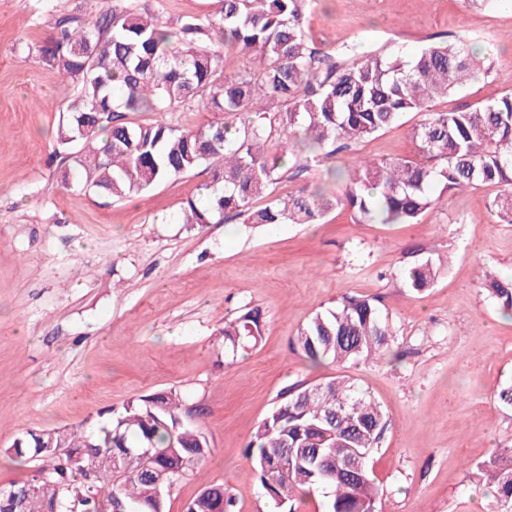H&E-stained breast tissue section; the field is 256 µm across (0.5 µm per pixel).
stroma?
<instances>
[{
  "instance_id": "35a3bbf8",
  "label": "stroma",
  "mask_w": 512,
  "mask_h": 512,
  "mask_svg": "<svg viewBox=\"0 0 512 512\" xmlns=\"http://www.w3.org/2000/svg\"><path fill=\"white\" fill-rule=\"evenodd\" d=\"M112 0H0V485L31 479L4 448L28 431L91 425L129 399L175 388L213 454L168 500L183 512L222 482L235 512H272L247 444L280 393L348 376L388 426L371 466L377 512H487L476 464L512 446V320L486 294L512 277V224L491 187L448 194L414 224H360L349 208L319 224L196 228L182 209L207 182L197 169L124 199L64 188L52 155L72 83L37 49L61 15L85 19ZM308 32L333 54L409 56L464 39L487 75L439 99L466 109L512 92V0H310ZM410 113L360 147L371 158H418ZM443 257L421 293L403 272ZM375 300L393 329L388 355L310 366L290 340L343 295ZM257 308L256 346L229 358L225 321Z\"/></svg>"
}]
</instances>
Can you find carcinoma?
<instances>
[{"label": "carcinoma", "instance_id": "obj_1", "mask_svg": "<svg viewBox=\"0 0 512 512\" xmlns=\"http://www.w3.org/2000/svg\"><path fill=\"white\" fill-rule=\"evenodd\" d=\"M309 0H215L212 13L171 26L148 6L115 3L90 21L57 18L39 59L76 83L54 153L83 173V186L113 197L139 194L199 167L210 171L182 223L200 228L226 218L255 226L317 224L348 207L361 223L414 224L451 192L493 186L499 218L512 224V92L470 109L438 111L437 99L487 73L480 53L461 42L433 43L409 57L367 54L341 59L311 41ZM247 60L224 71V50ZM198 102L224 114L198 129L164 120L135 124L130 112H173ZM424 113L412 137L426 161L357 156L333 176L336 192L303 188L254 208L258 197L306 166L288 167L302 144L320 163L357 151L369 137L405 114ZM432 259L407 272L420 293L439 275ZM502 314L512 318V279L484 283ZM263 317L252 309L224 324L229 354L262 338ZM393 331L373 299L345 295L315 313L292 340L314 366L345 364L386 353ZM178 391L128 400L94 428L65 429L67 448L89 450L84 472L54 456L49 431H30L5 449L13 459L49 458L53 480L72 486L61 503L78 512L91 498L112 497L125 512H168L172 483L189 479L211 453L199 429L183 421ZM388 426L380 405L344 378L297 382L280 395L249 443L268 498L283 505L315 492L324 512H375L377 488L370 459ZM494 500L488 512H512V448L476 466ZM55 490L32 494L24 512H47ZM224 484L211 482L191 500L192 512H231Z\"/></svg>", "mask_w": 512, "mask_h": 512}]
</instances>
